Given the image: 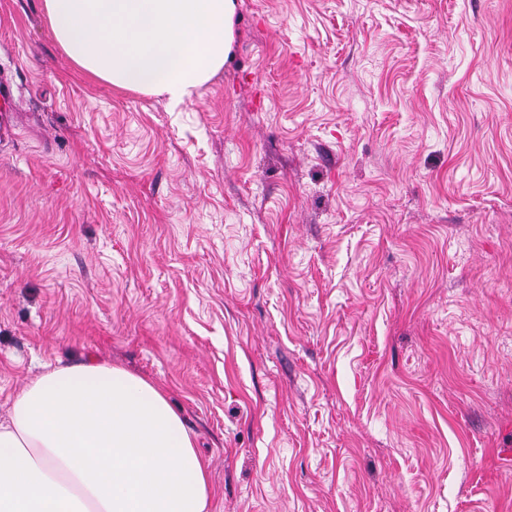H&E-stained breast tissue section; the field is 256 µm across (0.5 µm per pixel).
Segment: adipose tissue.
Masks as SVG:
<instances>
[{
  "label": "adipose tissue",
  "mask_w": 512,
  "mask_h": 512,
  "mask_svg": "<svg viewBox=\"0 0 512 512\" xmlns=\"http://www.w3.org/2000/svg\"><path fill=\"white\" fill-rule=\"evenodd\" d=\"M81 70L178 105L226 63L235 0H44ZM207 468L151 380L48 364L0 420V512H208Z\"/></svg>",
  "instance_id": "obj_1"
}]
</instances>
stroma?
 Here are the masks:
<instances>
[{
	"label": "stroma",
	"mask_w": 512,
	"mask_h": 512,
	"mask_svg": "<svg viewBox=\"0 0 512 512\" xmlns=\"http://www.w3.org/2000/svg\"><path fill=\"white\" fill-rule=\"evenodd\" d=\"M183 104L0 0V417L155 381L209 512H512V0H237Z\"/></svg>",
	"instance_id": "stroma-1"
}]
</instances>
